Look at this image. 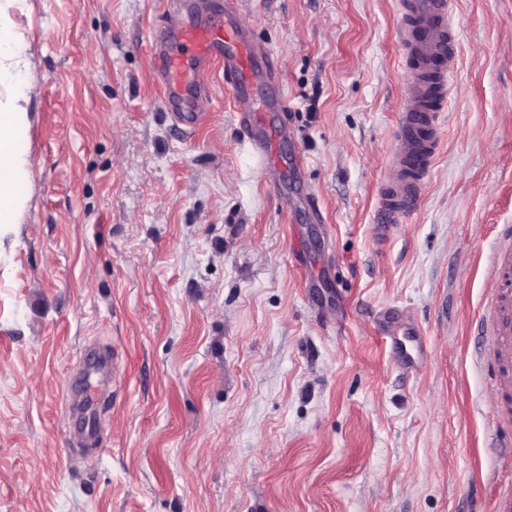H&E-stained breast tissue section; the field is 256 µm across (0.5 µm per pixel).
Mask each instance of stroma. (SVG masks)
Returning a JSON list of instances; mask_svg holds the SVG:
<instances>
[{"instance_id":"1","label":"stroma","mask_w":512,"mask_h":512,"mask_svg":"<svg viewBox=\"0 0 512 512\" xmlns=\"http://www.w3.org/2000/svg\"><path fill=\"white\" fill-rule=\"evenodd\" d=\"M163 0H21L29 202L0 238V512H493L487 272L512 225V0H456L457 75L414 211L377 242L399 0H246L321 210L261 180L223 66L203 124L153 76ZM429 363L397 365L386 321ZM118 361L73 449L64 388Z\"/></svg>"}]
</instances>
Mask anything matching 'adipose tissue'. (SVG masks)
I'll return each mask as SVG.
<instances>
[{
	"label": "adipose tissue",
	"mask_w": 512,
	"mask_h": 512,
	"mask_svg": "<svg viewBox=\"0 0 512 512\" xmlns=\"http://www.w3.org/2000/svg\"><path fill=\"white\" fill-rule=\"evenodd\" d=\"M18 0H0V232L18 223L27 204L32 180V163L20 146L30 126L31 88L25 75L34 62L20 45L11 8Z\"/></svg>",
	"instance_id": "adipose-tissue-1"
}]
</instances>
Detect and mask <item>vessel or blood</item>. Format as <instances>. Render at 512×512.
Returning <instances> with one entry per match:
<instances>
[{"mask_svg":"<svg viewBox=\"0 0 512 512\" xmlns=\"http://www.w3.org/2000/svg\"><path fill=\"white\" fill-rule=\"evenodd\" d=\"M455 0H400L398 33L407 63V99L400 108L392 174L379 188L375 224L378 240H385L416 206L433 165L445 119L448 92L456 76L457 30ZM160 23L153 35L154 78L177 127L193 129L205 119L211 101L208 73L223 65L224 80L235 94L239 126L246 130L260 173L281 186L280 172L292 171V190H303L301 154L284 156L283 143L292 141L287 124L271 125L266 113H282L288 99L277 77L278 64L240 20L238 0H164ZM501 235L511 245L499 249L491 265L488 317L482 326L493 361L494 389L500 397L498 422H512V225ZM416 332L403 330L392 342L399 367L416 370L424 363ZM117 363L100 355L84 391L66 389L71 412L81 415L83 431L98 430L104 397L95 377L116 373Z\"/></svg>","mask_w":512,"mask_h":512,"instance_id":"obj_1","label":"vessel or blood"}]
</instances>
